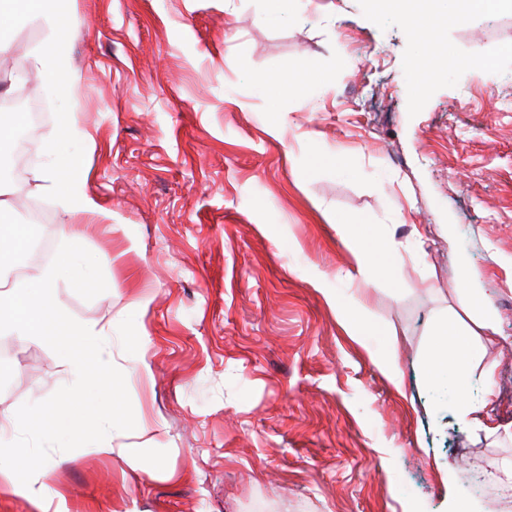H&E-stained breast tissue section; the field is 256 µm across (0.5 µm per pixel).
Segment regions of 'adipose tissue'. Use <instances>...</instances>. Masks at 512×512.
Here are the masks:
<instances>
[{"label":"adipose tissue","mask_w":512,"mask_h":512,"mask_svg":"<svg viewBox=\"0 0 512 512\" xmlns=\"http://www.w3.org/2000/svg\"><path fill=\"white\" fill-rule=\"evenodd\" d=\"M406 10L415 23L414 35L425 37L430 51L436 52L442 46L439 28L448 21L457 20L460 11L489 16L506 10L512 12V0H408ZM17 22L38 26L47 33L45 41L32 56L34 77L43 84L55 81L60 76L65 77L70 99H78L81 78L69 57L74 21L66 0H0L1 54L9 50L8 30ZM48 155L50 161L42 170L41 178L58 203L75 216L111 219V211L87 194V171L63 159L58 143H50ZM480 354V349L472 344L467 333L459 330L449 317L443 318L438 324L428 349L432 371L436 374L449 369L469 372ZM493 398V390L488 389L481 399H473L467 385L459 384L456 391V420L486 434H495V427L487 425L485 421ZM21 456V449L10 446L0 448V486L22 497L44 499L51 493L46 483V470L38 466L23 468Z\"/></svg>","instance_id":"adipose-tissue-1"}]
</instances>
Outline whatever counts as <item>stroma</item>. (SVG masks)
Here are the masks:
<instances>
[{"instance_id":"obj_1","label":"stroma","mask_w":512,"mask_h":512,"mask_svg":"<svg viewBox=\"0 0 512 512\" xmlns=\"http://www.w3.org/2000/svg\"><path fill=\"white\" fill-rule=\"evenodd\" d=\"M69 10L83 93L36 91L49 118L0 201L19 224L36 203L52 245L99 260L106 292L87 301L63 280L54 300L110 333L136 427L109 435L123 458L52 451V512H443L447 469L481 512H507L482 474L512 465V438L458 423L451 378L427 383L424 353L442 314L466 317L462 280L489 284L495 326L469 380L476 398L493 386V418L512 423V58L483 62L512 42V14L450 22L444 72L422 89L425 45L371 0H309L273 20L265 0ZM43 39L14 29L0 100L22 92ZM317 69L330 80L313 98L256 85ZM71 117L96 146L65 150L111 222L74 219L39 187ZM322 152L348 169L312 164ZM342 221L380 232L393 277L353 275ZM389 352L399 388L371 360ZM70 382L44 342L0 333V417Z\"/></svg>"}]
</instances>
